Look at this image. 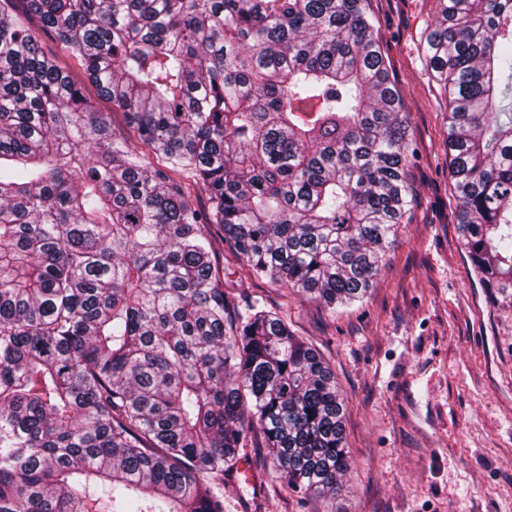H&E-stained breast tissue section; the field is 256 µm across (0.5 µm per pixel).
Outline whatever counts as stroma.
I'll use <instances>...</instances> for the list:
<instances>
[{"label": "stroma", "instance_id": "35a3bbf8", "mask_svg": "<svg viewBox=\"0 0 512 512\" xmlns=\"http://www.w3.org/2000/svg\"><path fill=\"white\" fill-rule=\"evenodd\" d=\"M436 0H370L408 115L412 203L362 300L329 311L243 280L218 239L224 288L288 311L330 362L345 400L351 468L335 500L300 498L261 437L224 480V512H512V309L475 278L456 224L448 104L424 57Z\"/></svg>", "mask_w": 512, "mask_h": 512}]
</instances>
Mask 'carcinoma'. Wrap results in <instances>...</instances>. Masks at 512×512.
<instances>
[{"label": "carcinoma", "instance_id": "obj_1", "mask_svg": "<svg viewBox=\"0 0 512 512\" xmlns=\"http://www.w3.org/2000/svg\"><path fill=\"white\" fill-rule=\"evenodd\" d=\"M14 2L0 512H224L253 431L289 488L336 498L350 457L335 374L286 314L235 306L214 230L250 279L332 310L367 293L410 209L412 157L368 0ZM437 2L423 51L448 96L458 229L512 307V0ZM40 37L43 43V49L50 57L58 60L70 72L72 77L88 87V91L96 101V105L103 111H109L111 105L105 100L97 98L95 91L90 86L87 75L85 73L82 63L74 57H71L68 52L56 42L50 35L40 31Z\"/></svg>", "mask_w": 512, "mask_h": 512}]
</instances>
